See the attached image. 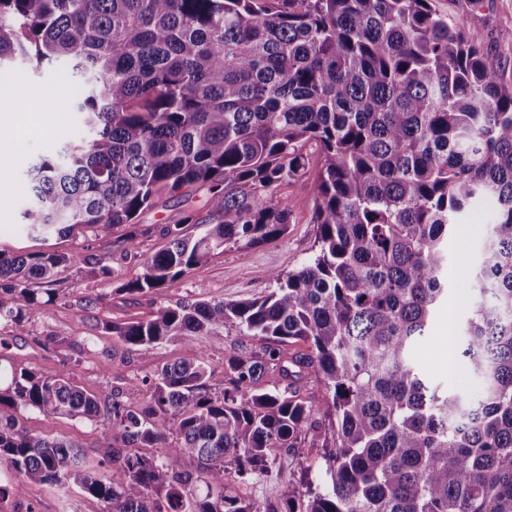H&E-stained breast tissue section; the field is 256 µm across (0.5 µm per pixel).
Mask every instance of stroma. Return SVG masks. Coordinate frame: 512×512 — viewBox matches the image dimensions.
Segmentation results:
<instances>
[{"instance_id": "1", "label": "stroma", "mask_w": 512, "mask_h": 512, "mask_svg": "<svg viewBox=\"0 0 512 512\" xmlns=\"http://www.w3.org/2000/svg\"><path fill=\"white\" fill-rule=\"evenodd\" d=\"M436 8L479 37L485 56L493 62L501 81L512 84V0H435ZM67 78L64 68L35 72L0 70V81L16 85L18 98L26 102L42 97L45 109L41 132L29 139L0 147V253L7 256L36 250L20 222L25 191L26 161L54 154L64 143L81 134L79 113L66 107L59 88ZM307 173L292 185L281 186L277 195L288 202L290 224L284 236L248 247L227 244L222 252L171 282L165 291L168 305L193 302L200 298L227 301L251 300L264 296L273 287L274 272H288L300 266L313 252L316 226L313 222L311 186L316 178L318 151L307 145ZM207 188L189 196L160 194L152 208L140 213L134 223L105 230L86 229L70 237L52 238L49 247L60 253L93 254L115 271L128 275L141 268L142 260L166 247V228L185 223L187 232L199 233V223L207 219L210 203ZM193 223H186V216ZM489 214L479 211L467 215L448 239V296L435 310L426 340L418 345L412 359L419 370L441 390L466 400H477L482 393L479 378L466 362L449 369L442 356L447 352L449 326H462L469 315L473 295L468 285L480 259L487 236ZM135 234L137 247L125 250L123 241ZM57 299L42 305L27 331L15 334L0 325V365L27 369L46 377H68L91 394L113 390L129 408L136 409L148 400V387L140 377L175 361H192L207 356L214 369L209 380L212 392L224 388V361L244 350H257L256 341L225 335L223 341L207 336L174 339L145 352L128 345L105 331L108 322H132L149 317L155 309L147 297L115 292L94 265L64 269L58 276ZM27 428L48 437H65L79 442L89 464H97L108 449L120 447L122 437L111 424L83 418L47 417L29 413ZM323 429H309L305 441L295 452L276 450V480L255 479L236 485V493L260 505L273 500L274 481L298 478L301 468L319 467ZM100 500L80 489L63 490L51 484H30L25 498H0V512H104Z\"/></svg>"}]
</instances>
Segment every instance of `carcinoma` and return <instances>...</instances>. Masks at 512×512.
Masks as SVG:
<instances>
[{"label":"carcinoma","mask_w":512,"mask_h":512,"mask_svg":"<svg viewBox=\"0 0 512 512\" xmlns=\"http://www.w3.org/2000/svg\"><path fill=\"white\" fill-rule=\"evenodd\" d=\"M50 65L67 68L88 135L26 163L22 225L37 237L131 224L161 192L208 187L204 232L167 227V246L116 288L156 313L105 330L149 351L222 341L231 325L260 347L224 361L219 395L207 357L162 366L141 378L152 395L136 410L11 371L1 497L48 483L106 512H512V86L475 33L434 0H0V67ZM310 142L315 252L272 273L261 299L165 304L168 283L225 244L288 232L276 193L305 174ZM480 208L491 219L459 355L482 394L467 402L411 353L448 293V236ZM80 263L112 278L93 256L0 253V324L26 331L44 304L31 283L53 300L60 269ZM299 341L307 352H287ZM310 375L324 390L323 482L308 466L262 509L234 485L301 446ZM28 412L102 418L127 447L91 466L29 431Z\"/></svg>","instance_id":"1"}]
</instances>
